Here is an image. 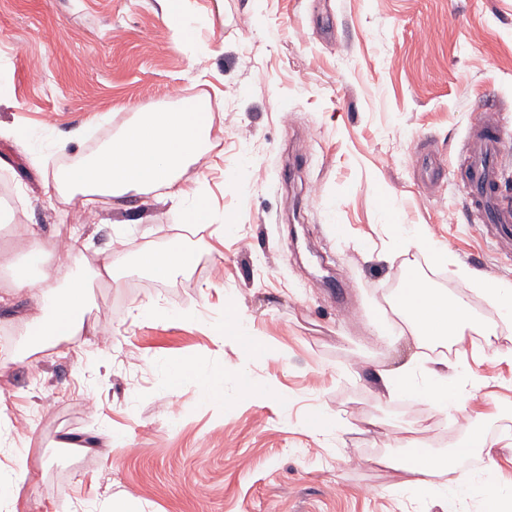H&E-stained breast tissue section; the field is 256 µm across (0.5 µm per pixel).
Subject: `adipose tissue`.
Returning <instances> with one entry per match:
<instances>
[{
  "instance_id": "obj_1",
  "label": "adipose tissue",
  "mask_w": 512,
  "mask_h": 512,
  "mask_svg": "<svg viewBox=\"0 0 512 512\" xmlns=\"http://www.w3.org/2000/svg\"><path fill=\"white\" fill-rule=\"evenodd\" d=\"M213 112L210 98L199 97L173 109L134 113L131 121L94 153L60 171L56 178L59 193L80 192L87 207L105 195L148 193L158 200L173 202L182 213L183 223H212L214 214L201 186H184L181 178L210 149ZM413 242L425 245L431 262L445 275L466 276V269L438 247L425 226L392 225L391 254L401 253ZM27 260L26 268L13 276L16 291L36 287L50 300L48 310L31 319L30 335L68 338L84 334L88 329V290L92 282L114 281L111 258L101 257L84 279L66 261L45 266L41 245L34 237L29 243ZM139 264L153 277L165 279L174 272L192 269L196 255L176 241L161 252H142ZM395 302L398 323L384 318L375 320L373 333L382 342L411 338L415 351L402 365L381 372L385 396L395 400L415 395L441 409L462 412L458 401L462 393L459 381L447 372L430 367L427 352L451 341L460 342L466 330L474 328L468 304L459 298H448L424 279L404 284ZM179 370L181 378L177 381L170 371H163L160 388L171 390L179 381L196 384L206 395L224 388L223 368L188 361L180 364ZM398 442L413 451L411 461L401 467L403 492L432 493L446 504L447 512H460L469 500L478 501L481 512H512V490L491 485L485 471L475 472L464 483L451 481L452 458L427 454L417 429L406 430Z\"/></svg>"
}]
</instances>
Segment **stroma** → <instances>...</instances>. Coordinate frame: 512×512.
Returning a JSON list of instances; mask_svg holds the SVG:
<instances>
[{
    "mask_svg": "<svg viewBox=\"0 0 512 512\" xmlns=\"http://www.w3.org/2000/svg\"><path fill=\"white\" fill-rule=\"evenodd\" d=\"M195 39L177 47L159 0H0V182L11 205L0 243L24 264L29 231L48 244L72 226L82 197L62 201L64 163L91 149L76 139L100 123L117 133L137 111L185 98L222 100L214 147L184 183H203L211 224L183 226L179 209L150 196L100 198L68 259L84 273L131 221L112 261L116 285L91 288L90 320L111 344L80 336L35 354L27 292L0 309V413L26 414L0 431V466L25 459L37 481L26 512H443L432 497L395 490L405 451L390 432L423 409L431 428L452 413L418 399L387 400L380 371L408 359L402 341L374 345L375 314H390L402 270L495 326L494 343L471 334L446 358L472 389L473 429L512 438V323L476 277L512 286V259L470 215L458 178L473 109L499 100L505 186L512 197V0H185ZM65 150H58V143ZM429 144L444 178L427 190L416 152ZM237 227L224 234V221ZM393 224L425 226L467 269L428 266L412 246L384 254ZM195 248L188 271L161 281L137 263L175 238ZM250 243L240 250L239 240ZM161 309L144 317L143 306ZM195 307L198 317L181 313ZM242 314L262 348L211 323ZM224 367V404L185 384L159 390L162 368L183 359ZM254 392L241 396L240 379ZM328 413L331 433L313 419ZM124 433L127 445L111 446Z\"/></svg>",
    "mask_w": 512,
    "mask_h": 512,
    "instance_id": "obj_1",
    "label": "stroma"
}]
</instances>
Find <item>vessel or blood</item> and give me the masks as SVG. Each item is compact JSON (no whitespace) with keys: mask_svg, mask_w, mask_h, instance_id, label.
I'll return each instance as SVG.
<instances>
[{"mask_svg":"<svg viewBox=\"0 0 512 512\" xmlns=\"http://www.w3.org/2000/svg\"><path fill=\"white\" fill-rule=\"evenodd\" d=\"M476 136L468 143V163L464 173L474 220L512 254V202L499 194L503 174V129L483 118L474 123Z\"/></svg>","mask_w":512,"mask_h":512,"instance_id":"1","label":"vessel or blood"}]
</instances>
